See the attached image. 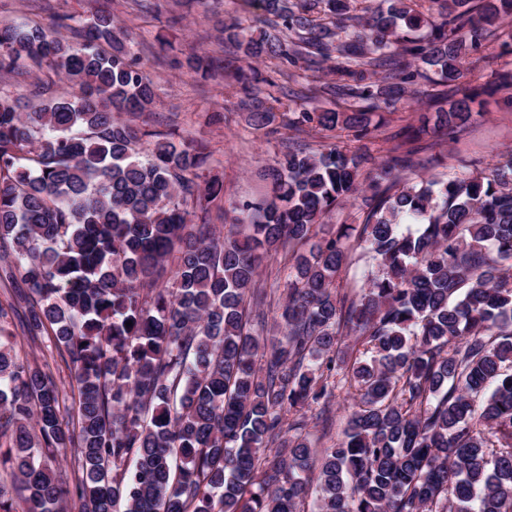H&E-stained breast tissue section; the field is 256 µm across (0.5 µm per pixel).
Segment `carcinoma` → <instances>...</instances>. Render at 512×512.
Wrapping results in <instances>:
<instances>
[{
	"mask_svg": "<svg viewBox=\"0 0 512 512\" xmlns=\"http://www.w3.org/2000/svg\"><path fill=\"white\" fill-rule=\"evenodd\" d=\"M245 2L256 13L224 23V40L250 63L333 62L309 91L345 105L291 118L294 99L238 68L247 123H314L355 145L288 148L267 172L274 196L235 204L224 232L207 222L224 181L203 174L206 145L136 126L154 80L111 14L61 17L74 42L0 27L1 75L30 62L75 88L31 109L0 94V468L25 512H305L309 500L311 512H512V153L403 182L407 141L379 163L362 144L408 86L456 80L512 0H385L367 17L351 0ZM471 103L420 114L408 141L431 124L463 129ZM359 193L357 245L376 270L355 294L338 282L351 227L304 247ZM281 249L271 336L258 275ZM12 318L31 344L67 353L70 394L20 358ZM346 385L344 437L317 450L306 412L325 419ZM69 398L74 429L61 423Z\"/></svg>",
	"mask_w": 512,
	"mask_h": 512,
	"instance_id": "1",
	"label": "carcinoma"
}]
</instances>
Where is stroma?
Masks as SVG:
<instances>
[{
    "label": "stroma",
    "mask_w": 512,
    "mask_h": 512,
    "mask_svg": "<svg viewBox=\"0 0 512 512\" xmlns=\"http://www.w3.org/2000/svg\"><path fill=\"white\" fill-rule=\"evenodd\" d=\"M98 10L126 28L133 51L154 76L148 128L172 129L182 140L207 144L210 156L203 170L223 179L225 204L272 195L271 183L258 173L274 165L291 130L251 129L245 112L226 101L223 76L186 66L187 57L195 53L210 61L224 60V22L247 18L243 0H0V23L47 24L61 15L88 17ZM494 69L512 71V25L507 23L489 50L469 55L459 78L447 87L452 100L465 92L474 94L468 128L453 137L433 129L424 134L417 152L423 166L410 171V178L484 168L512 152V107L506 103L512 88L492 97L483 92ZM412 117V110L403 106L379 111L380 127L368 143L371 153L386 156Z\"/></svg>",
    "instance_id": "35a3bbf8"
}]
</instances>
